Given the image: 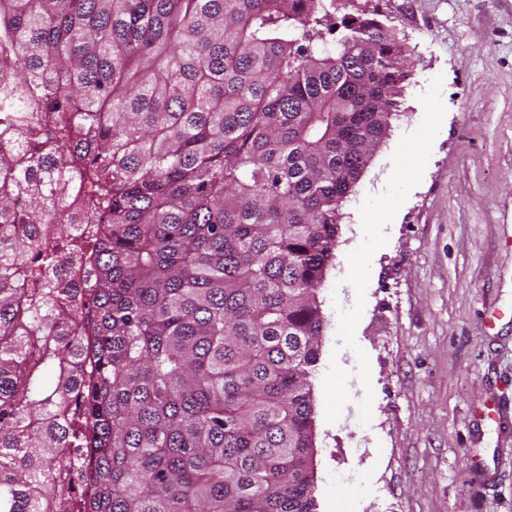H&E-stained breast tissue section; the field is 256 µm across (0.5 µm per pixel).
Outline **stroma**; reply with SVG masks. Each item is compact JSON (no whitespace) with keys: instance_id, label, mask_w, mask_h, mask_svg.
<instances>
[{"instance_id":"35a3bbf8","label":"stroma","mask_w":512,"mask_h":512,"mask_svg":"<svg viewBox=\"0 0 512 512\" xmlns=\"http://www.w3.org/2000/svg\"><path fill=\"white\" fill-rule=\"evenodd\" d=\"M337 4L412 71L318 291L317 512H512V0Z\"/></svg>"}]
</instances>
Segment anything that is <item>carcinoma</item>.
<instances>
[{
  "label": "carcinoma",
  "instance_id": "carcinoma-1",
  "mask_svg": "<svg viewBox=\"0 0 512 512\" xmlns=\"http://www.w3.org/2000/svg\"><path fill=\"white\" fill-rule=\"evenodd\" d=\"M410 72L336 0H0V512H316L317 292Z\"/></svg>",
  "mask_w": 512,
  "mask_h": 512
}]
</instances>
